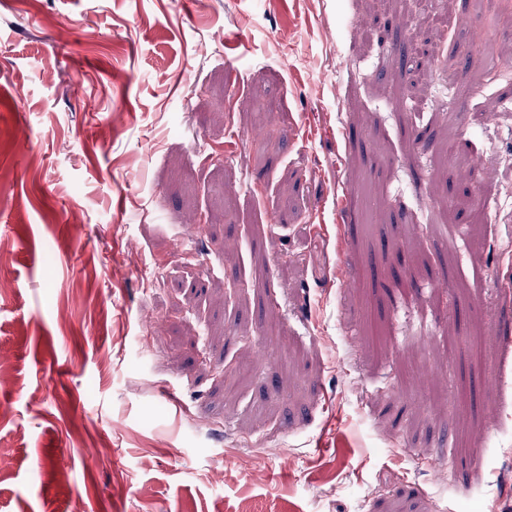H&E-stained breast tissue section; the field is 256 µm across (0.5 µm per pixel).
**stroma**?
Masks as SVG:
<instances>
[{
	"label": "stroma",
	"mask_w": 512,
	"mask_h": 512,
	"mask_svg": "<svg viewBox=\"0 0 512 512\" xmlns=\"http://www.w3.org/2000/svg\"><path fill=\"white\" fill-rule=\"evenodd\" d=\"M448 2L0 0V512H512V11Z\"/></svg>",
	"instance_id": "obj_1"
}]
</instances>
